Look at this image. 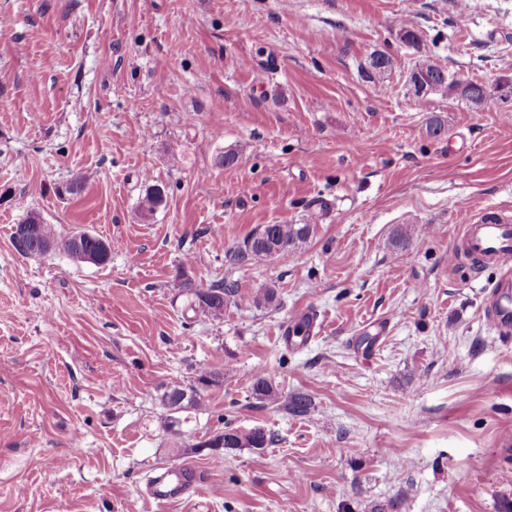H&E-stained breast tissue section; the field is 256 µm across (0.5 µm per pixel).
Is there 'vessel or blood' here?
<instances>
[{
    "instance_id": "b4317fda",
    "label": "vessel or blood",
    "mask_w": 512,
    "mask_h": 512,
    "mask_svg": "<svg viewBox=\"0 0 512 512\" xmlns=\"http://www.w3.org/2000/svg\"><path fill=\"white\" fill-rule=\"evenodd\" d=\"M453 256L468 255L499 266V279L492 287L486 320L498 334L512 332V220L495 213L484 214L474 223L465 224ZM317 317L309 310L299 311L280 329V336L291 346H301L314 336ZM193 479L176 469L162 474L151 484V495L158 500L183 497L193 487Z\"/></svg>"
}]
</instances>
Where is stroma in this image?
Segmentation results:
<instances>
[{"label":"stroma","mask_w":512,"mask_h":512,"mask_svg":"<svg viewBox=\"0 0 512 512\" xmlns=\"http://www.w3.org/2000/svg\"><path fill=\"white\" fill-rule=\"evenodd\" d=\"M378 52L393 67L371 79ZM428 58L482 105L414 96ZM510 61L512 0H0V512L512 502V335L484 316L498 271L450 259L468 222L512 218ZM30 216L111 241L109 260L19 254ZM311 217L292 258L231 260L258 227ZM219 281L240 286L223 318L190 310L188 287ZM303 309L321 331L285 345ZM259 373L279 403L254 395ZM172 386L200 403L169 429ZM297 393L306 414L283 405ZM228 424L274 442L205 448ZM184 466L192 494L149 495Z\"/></svg>","instance_id":"stroma-1"}]
</instances>
